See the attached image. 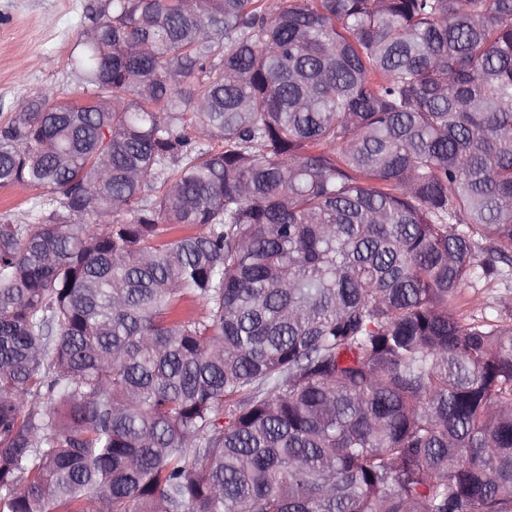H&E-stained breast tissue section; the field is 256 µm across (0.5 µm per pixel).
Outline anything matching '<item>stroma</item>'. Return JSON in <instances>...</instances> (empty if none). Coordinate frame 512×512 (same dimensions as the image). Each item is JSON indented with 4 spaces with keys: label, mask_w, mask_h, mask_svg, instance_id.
Wrapping results in <instances>:
<instances>
[{
    "label": "stroma",
    "mask_w": 512,
    "mask_h": 512,
    "mask_svg": "<svg viewBox=\"0 0 512 512\" xmlns=\"http://www.w3.org/2000/svg\"><path fill=\"white\" fill-rule=\"evenodd\" d=\"M101 0H0V126L17 117L33 93L53 89L79 98L67 62L87 16Z\"/></svg>",
    "instance_id": "stroma-1"
}]
</instances>
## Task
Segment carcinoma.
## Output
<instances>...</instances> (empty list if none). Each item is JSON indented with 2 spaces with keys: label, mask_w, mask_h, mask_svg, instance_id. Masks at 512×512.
Returning <instances> with one entry per match:
<instances>
[{
  "label": "carcinoma",
  "mask_w": 512,
  "mask_h": 512,
  "mask_svg": "<svg viewBox=\"0 0 512 512\" xmlns=\"http://www.w3.org/2000/svg\"><path fill=\"white\" fill-rule=\"evenodd\" d=\"M0 129V512H512V0H104ZM42 191L37 187L23 185L0 187V215L6 213L15 222H28L29 202ZM462 294L460 311L464 315L481 316V313L491 311L488 306L503 308L502 304L506 303L510 307L512 287L510 285V288H504V286L487 288L483 287L482 283H477L475 288L465 287Z\"/></svg>",
  "instance_id": "carcinoma-1"
}]
</instances>
